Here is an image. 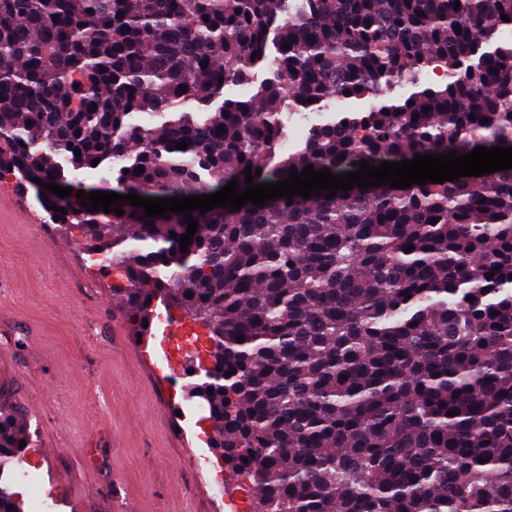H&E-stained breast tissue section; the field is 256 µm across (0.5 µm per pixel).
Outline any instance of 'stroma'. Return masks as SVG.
<instances>
[{"mask_svg": "<svg viewBox=\"0 0 512 512\" xmlns=\"http://www.w3.org/2000/svg\"><path fill=\"white\" fill-rule=\"evenodd\" d=\"M0 211V407L13 409L53 512H230L193 465L214 456L204 410L140 360L87 255L22 178Z\"/></svg>", "mask_w": 512, "mask_h": 512, "instance_id": "stroma-1", "label": "stroma"}]
</instances>
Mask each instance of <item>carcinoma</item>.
<instances>
[{"label":"carcinoma","instance_id":"cac0c4a2","mask_svg":"<svg viewBox=\"0 0 512 512\" xmlns=\"http://www.w3.org/2000/svg\"><path fill=\"white\" fill-rule=\"evenodd\" d=\"M509 33L512 0H0V178L68 187L62 157L105 192L185 198L248 167L274 183L510 147ZM257 67L253 95L224 97ZM365 99L283 152L286 116ZM45 196L118 277L135 337L158 299L206 329L187 395L249 512H512V169L196 209L185 252L183 214ZM24 439L0 412V471ZM0 512H24L2 487Z\"/></svg>","mask_w":512,"mask_h":512}]
</instances>
